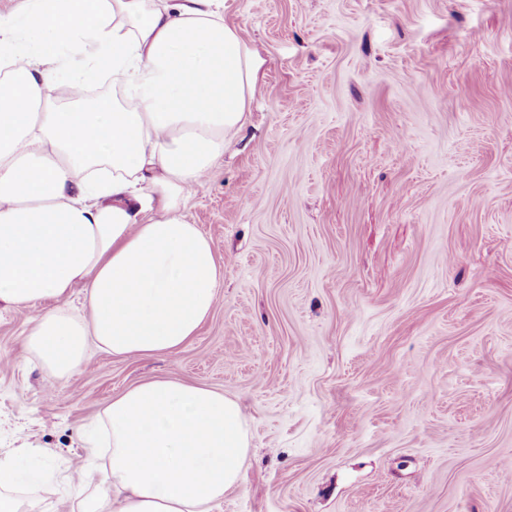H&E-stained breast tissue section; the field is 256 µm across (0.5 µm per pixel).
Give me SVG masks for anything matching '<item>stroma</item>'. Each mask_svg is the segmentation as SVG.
Masks as SVG:
<instances>
[{"label":"stroma","mask_w":512,"mask_h":512,"mask_svg":"<svg viewBox=\"0 0 512 512\" xmlns=\"http://www.w3.org/2000/svg\"><path fill=\"white\" fill-rule=\"evenodd\" d=\"M264 58L185 214L212 315L172 355L90 348L50 381L0 310V455L86 462L77 430L148 379L239 400L217 512H512V0H227Z\"/></svg>","instance_id":"35a3bbf8"}]
</instances>
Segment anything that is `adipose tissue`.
Segmentation results:
<instances>
[{
    "mask_svg": "<svg viewBox=\"0 0 512 512\" xmlns=\"http://www.w3.org/2000/svg\"><path fill=\"white\" fill-rule=\"evenodd\" d=\"M262 65L224 0H21L0 14V309L47 304L25 345L51 379L92 344L174 354L208 319L222 273L186 202L245 125ZM106 79L114 97L88 99ZM61 81L72 106L50 103ZM83 443L107 460L75 475L93 487L80 512H214L251 448L236 399L176 380L113 397ZM30 449L0 457V512L39 485Z\"/></svg>",
    "mask_w": 512,
    "mask_h": 512,
    "instance_id": "1",
    "label": "adipose tissue"
}]
</instances>
